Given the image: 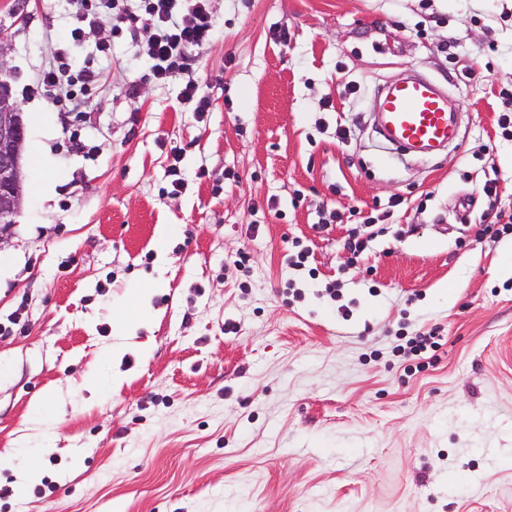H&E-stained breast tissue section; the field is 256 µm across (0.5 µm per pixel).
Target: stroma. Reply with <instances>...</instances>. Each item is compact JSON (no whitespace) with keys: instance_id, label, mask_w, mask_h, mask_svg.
Listing matches in <instances>:
<instances>
[{"instance_id":"35a3bbf8","label":"stroma","mask_w":512,"mask_h":512,"mask_svg":"<svg viewBox=\"0 0 512 512\" xmlns=\"http://www.w3.org/2000/svg\"><path fill=\"white\" fill-rule=\"evenodd\" d=\"M209 7L201 115L127 30L73 43L63 0H0L27 126L0 245V512H512V234H482L512 212V0ZM57 51L103 71L83 114L32 91ZM410 70L458 117L430 158L376 123L379 88ZM158 276L152 321L103 361ZM434 327L437 350L397 353ZM22 448L38 470L23 494Z\"/></svg>"}]
</instances>
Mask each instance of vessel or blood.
<instances>
[{
  "label": "vessel or blood",
  "instance_id": "obj_1",
  "mask_svg": "<svg viewBox=\"0 0 512 512\" xmlns=\"http://www.w3.org/2000/svg\"><path fill=\"white\" fill-rule=\"evenodd\" d=\"M378 117L385 137L408 154H428L458 136L447 93L428 77L413 74L378 93Z\"/></svg>",
  "mask_w": 512,
  "mask_h": 512
}]
</instances>
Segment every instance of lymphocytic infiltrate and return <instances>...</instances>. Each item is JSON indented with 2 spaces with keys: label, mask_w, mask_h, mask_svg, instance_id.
Listing matches in <instances>:
<instances>
[{
  "label": "lymphocytic infiltrate",
  "mask_w": 512,
  "mask_h": 512,
  "mask_svg": "<svg viewBox=\"0 0 512 512\" xmlns=\"http://www.w3.org/2000/svg\"><path fill=\"white\" fill-rule=\"evenodd\" d=\"M74 24L72 42H81L87 31L119 22L125 24L140 52L145 55L154 79L188 71L191 54L209 42L215 33V20L208 0H66ZM149 26H141L142 17ZM101 80V71L86 65L71 72L62 55L42 69L36 87L52 100L78 102Z\"/></svg>",
  "instance_id": "f902f5d3"
}]
</instances>
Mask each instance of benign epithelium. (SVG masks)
<instances>
[{
	"instance_id": "obj_1",
	"label": "benign epithelium",
	"mask_w": 512,
	"mask_h": 512,
	"mask_svg": "<svg viewBox=\"0 0 512 512\" xmlns=\"http://www.w3.org/2000/svg\"><path fill=\"white\" fill-rule=\"evenodd\" d=\"M26 126L8 81L0 79V241L24 204L23 145Z\"/></svg>"
}]
</instances>
